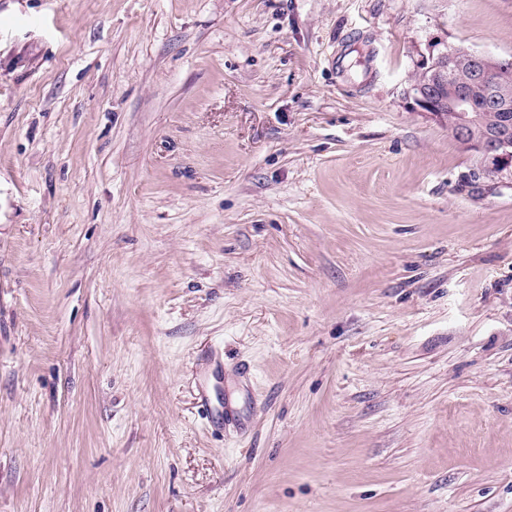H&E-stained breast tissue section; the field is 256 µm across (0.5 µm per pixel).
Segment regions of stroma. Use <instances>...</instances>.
I'll return each instance as SVG.
<instances>
[{"label": "stroma", "instance_id": "stroma-1", "mask_svg": "<svg viewBox=\"0 0 512 512\" xmlns=\"http://www.w3.org/2000/svg\"><path fill=\"white\" fill-rule=\"evenodd\" d=\"M454 46L512 0H0V512H512V180L406 99Z\"/></svg>", "mask_w": 512, "mask_h": 512}]
</instances>
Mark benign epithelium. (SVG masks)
Instances as JSON below:
<instances>
[{"instance_id":"1","label":"benign epithelium","mask_w":512,"mask_h":512,"mask_svg":"<svg viewBox=\"0 0 512 512\" xmlns=\"http://www.w3.org/2000/svg\"><path fill=\"white\" fill-rule=\"evenodd\" d=\"M512 57L452 47L431 55L411 81L406 98L413 109L440 123L459 148L477 162L482 180L512 179V132L491 129L487 115L512 106ZM454 120L448 121V114Z\"/></svg>"}]
</instances>
